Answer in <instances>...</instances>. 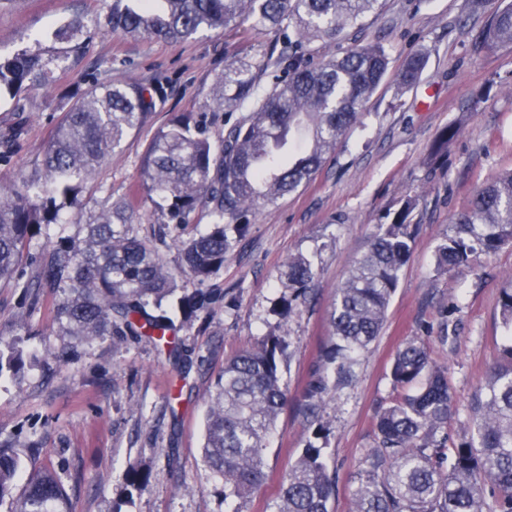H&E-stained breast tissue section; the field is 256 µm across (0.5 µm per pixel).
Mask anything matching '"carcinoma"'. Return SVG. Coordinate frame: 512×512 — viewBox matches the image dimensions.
Returning <instances> with one entry per match:
<instances>
[{"label":"carcinoma","instance_id":"1","mask_svg":"<svg viewBox=\"0 0 512 512\" xmlns=\"http://www.w3.org/2000/svg\"><path fill=\"white\" fill-rule=\"evenodd\" d=\"M382 0H112L104 23L124 37L180 41L204 30L232 29L251 19L279 32L273 66L283 79L252 112L217 137L191 114L174 116L154 135L144 157L140 185L160 218L150 233L140 202L106 197L83 218L84 183L102 160L137 132L155 109L164 88L130 80L103 85L87 81L64 99L69 105L35 169L17 183H0V282L38 298L57 289L55 322L80 343L100 336H149L181 358L167 336L170 320L147 312L177 289L186 318L209 309L215 295L199 285L224 267V257L248 228L246 214L292 194L323 166L327 154L357 122L366 101L389 67L381 41L355 46L318 61L307 51L314 42L335 44L348 26L376 16ZM91 39L88 21L75 16L53 32L58 48L22 49L0 55V102L20 101L29 90L55 81V71L84 54ZM512 46V0L497 9L479 34L477 47ZM426 65L415 52L405 60L400 82L414 84ZM257 75L243 61L230 62L215 77L214 102L232 111L255 98ZM415 200L405 199L391 221L379 225L366 251L353 262L337 289L324 370L337 382L353 376V365L379 335L398 287L414 237ZM208 219L199 229L202 219ZM72 224L49 248L35 242L41 229ZM454 232L436 249L438 267L450 271L479 253L512 246V170L478 186L453 221ZM194 233L182 237L189 226ZM178 247L186 283L178 284L163 260ZM312 259L300 255L280 272L282 315L306 297L315 279ZM198 284L188 291L186 284ZM500 317L512 330V287L500 292ZM284 339L271 336L224 364L211 394L202 455L224 478V495L246 497L266 477L267 441L288 401L280 360ZM23 350H0V374L18 373ZM403 390L378 414L377 446L355 477L353 512H512V336L502 344L476 392L472 428L455 440L448 421L456 407L447 371L433 364L424 342L407 340L390 370ZM330 391L320 374L302 407L308 436L304 450L281 484L275 512H331L335 476L326 459L331 429L320 417ZM21 451L0 445V508L5 512H70L63 481L51 463L35 466L20 494L13 495ZM129 483L148 485V468L132 465Z\"/></svg>","mask_w":512,"mask_h":512}]
</instances>
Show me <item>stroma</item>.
I'll list each match as a JSON object with an SVG mask.
<instances>
[{
	"instance_id": "35a3bbf8",
	"label": "stroma",
	"mask_w": 512,
	"mask_h": 512,
	"mask_svg": "<svg viewBox=\"0 0 512 512\" xmlns=\"http://www.w3.org/2000/svg\"><path fill=\"white\" fill-rule=\"evenodd\" d=\"M111 5L0 0V54L31 46L35 36L74 15L105 17ZM498 6L487 0L475 12L470 0H385L375 18L348 29L346 46L383 41L390 58L384 80L309 184L249 214L248 232L203 285L217 296L210 308L187 320L176 298L164 301L183 347L180 363L144 336L81 344L54 323L52 297L36 299L1 283L0 338L19 343L25 366L0 376V442L36 448L37 461L62 469L73 512H271L282 477L303 451L307 432L299 407L322 369L336 290L378 225L408 197L416 200L411 219L418 231L383 328L359 356L355 382L324 399L327 453L336 472L333 512L353 508L354 479L375 445L377 414L396 396L390 365L405 340L423 338L431 361L447 368L459 415L448 433L457 437L459 420L498 355L500 291L512 283V246L449 272L438 268L435 256L471 192L512 168V46H475ZM277 37L248 22L178 42L92 32L83 58L34 91L26 111L0 106V133L24 127L15 143H0V181L39 163L62 115L61 95L84 73L105 85L158 81L164 100L81 194L87 212L104 198L121 200L139 184L148 144L173 115L203 118L211 134L222 135L248 114L245 106L230 113L215 108L213 80L225 54L257 63ZM417 51L426 53L427 64L416 84L402 87L400 70ZM450 127L457 130L454 140L436 151ZM298 254L314 260L317 276L284 320L276 311L279 273ZM279 335L287 343L281 372L288 403L268 441L266 479L251 497L231 500L202 457L207 394L227 359ZM65 352L69 361L59 362ZM132 465L150 469L147 486L130 485Z\"/></svg>"
}]
</instances>
